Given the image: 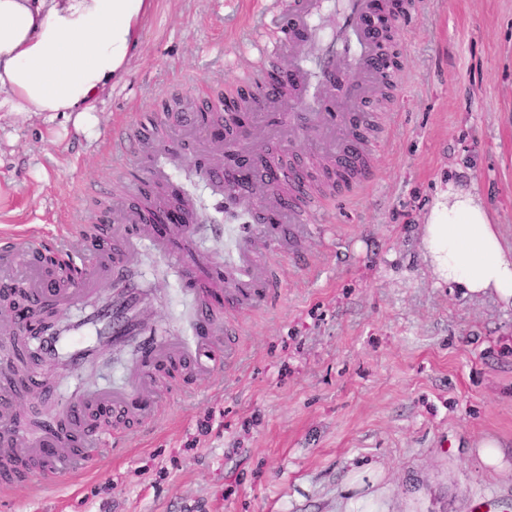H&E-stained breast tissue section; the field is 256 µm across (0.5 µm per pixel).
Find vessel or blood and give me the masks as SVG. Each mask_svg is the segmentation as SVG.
<instances>
[{
    "mask_svg": "<svg viewBox=\"0 0 512 512\" xmlns=\"http://www.w3.org/2000/svg\"><path fill=\"white\" fill-rule=\"evenodd\" d=\"M414 6V0H288L280 9L285 20L283 34L263 50L266 59H287L283 81L264 80L257 86L237 88V95L257 97L258 112L273 108L282 132L292 131L297 114L303 113L310 117L313 133L333 127L349 135V142L324 154L322 188L309 184L299 166L275 156L270 165L255 167L250 179L233 191L224 186L228 171L219 151L207 146L191 155L171 146L150 151L148 184L172 183L178 162H190L196 180L210 190L214 207L224 212V257L216 261L219 277L208 287L194 285L204 250L188 253L173 247L172 229L147 223L135 206L127 208L123 218L110 225L107 235L96 240L97 257L84 266L81 278L72 283L46 275L39 278L30 293L33 305L65 308L85 298L94 302L79 320L61 321L56 335L37 341L40 367L61 365L72 371L82 367L93 347L79 340L87 325L95 328L97 344L131 350L132 357L124 367L123 392L84 395L60 403L73 439L58 436L50 423L34 436L11 435L0 448L1 486L14 479L11 463L18 459L40 458L44 477L56 473L63 461L90 468L100 446L112 437L108 425H94L93 411L141 410L143 398L164 384L168 366L193 368L204 380L221 373L222 362L206 364L202 357L214 349L220 336L230 335L232 323L226 319V311L242 312L269 301L279 286L273 267L258 266L270 238H277L281 253L292 252L298 227L309 223L324 196L345 185L369 182L370 156L382 119L374 112L356 118L351 110L378 91L394 60L384 28L370 26L369 19L377 13L392 18ZM328 18L334 22L329 39L321 28ZM134 145L131 130L122 129L109 136L105 149L112 157L122 158ZM227 148L242 155H258L266 152L268 144L263 130L252 128L247 136L230 139ZM146 250L164 261L196 303L192 335H157L139 317L142 295L131 272ZM42 252V245L28 238H0V275L20 266L39 267ZM19 331L14 317L0 330V364L13 362V338Z\"/></svg>",
    "mask_w": 512,
    "mask_h": 512,
    "instance_id": "1",
    "label": "vessel or blood"
}]
</instances>
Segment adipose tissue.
<instances>
[{
  "label": "adipose tissue",
  "instance_id": "obj_1",
  "mask_svg": "<svg viewBox=\"0 0 512 512\" xmlns=\"http://www.w3.org/2000/svg\"><path fill=\"white\" fill-rule=\"evenodd\" d=\"M151 0H0V110L98 111ZM437 278L512 307V253L472 192L449 189L423 228Z\"/></svg>",
  "mask_w": 512,
  "mask_h": 512
}]
</instances>
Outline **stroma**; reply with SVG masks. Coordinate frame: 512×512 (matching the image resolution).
Masks as SVG:
<instances>
[{
  "label": "stroma",
  "mask_w": 512,
  "mask_h": 512,
  "mask_svg": "<svg viewBox=\"0 0 512 512\" xmlns=\"http://www.w3.org/2000/svg\"><path fill=\"white\" fill-rule=\"evenodd\" d=\"M274 0H152L122 79L72 112H0V235L51 242L75 210L126 202L135 159L104 143L119 121L156 138L183 98L266 72ZM394 23L400 73L372 183L328 197L297 256L270 254L272 303L234 314L236 353L211 383L185 370L149 421L113 419L100 465L0 489V512H512V309L441 283L422 230L454 186L479 195L512 249V0H419ZM99 183V200L82 196ZM145 316L189 335L190 297L139 260ZM111 350L58 377L53 402L119 379ZM495 442L499 461L482 447Z\"/></svg>",
  "instance_id": "35a3bbf8"
}]
</instances>
